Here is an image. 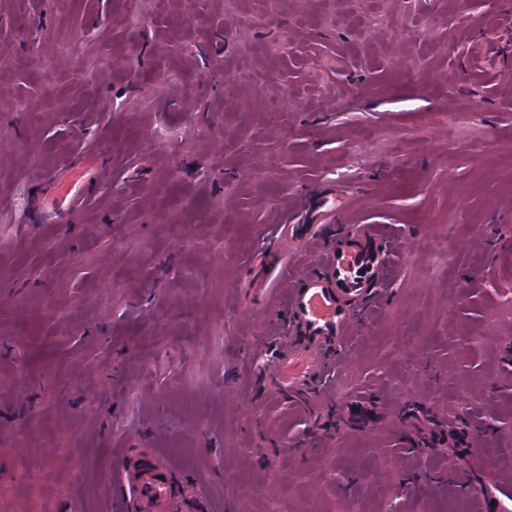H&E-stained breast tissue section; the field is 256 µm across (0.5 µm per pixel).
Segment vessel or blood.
<instances>
[{"mask_svg":"<svg viewBox=\"0 0 512 512\" xmlns=\"http://www.w3.org/2000/svg\"><path fill=\"white\" fill-rule=\"evenodd\" d=\"M384 257L379 238L365 229L326 255L330 276H304L291 290L288 307L306 347L280 356L276 383L281 392L307 390L313 378L335 372V352L349 336L351 315L345 304L373 291ZM117 482L128 488L135 512H169L172 484L162 465L140 464L124 471Z\"/></svg>","mask_w":512,"mask_h":512,"instance_id":"1","label":"vessel or blood"}]
</instances>
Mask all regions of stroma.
<instances>
[{
  "label": "stroma",
  "instance_id": "1",
  "mask_svg": "<svg viewBox=\"0 0 512 512\" xmlns=\"http://www.w3.org/2000/svg\"><path fill=\"white\" fill-rule=\"evenodd\" d=\"M360 224L300 411L286 296ZM149 452L173 512H512V0H0V512ZM358 238L326 255L331 277L307 275L289 295L288 307L306 349L280 355L276 383L283 393L308 391L313 378L336 370L337 348L349 336L347 301L369 295L380 277L385 251L370 224Z\"/></svg>",
  "mask_w": 512,
  "mask_h": 512
}]
</instances>
